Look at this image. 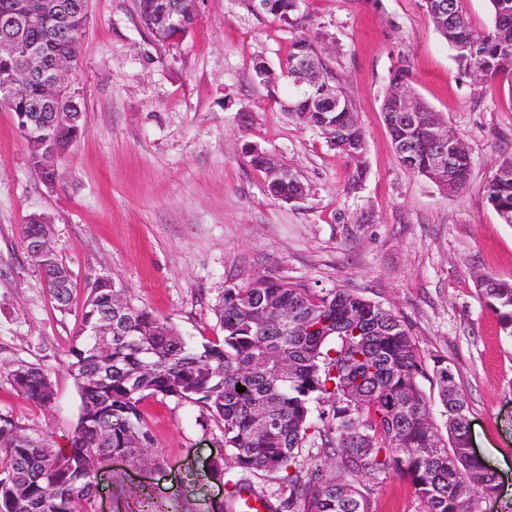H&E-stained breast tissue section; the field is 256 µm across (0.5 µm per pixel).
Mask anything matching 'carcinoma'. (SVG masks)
Returning <instances> with one entry per match:
<instances>
[{"instance_id": "carcinoma-1", "label": "carcinoma", "mask_w": 512, "mask_h": 512, "mask_svg": "<svg viewBox=\"0 0 512 512\" xmlns=\"http://www.w3.org/2000/svg\"><path fill=\"white\" fill-rule=\"evenodd\" d=\"M299 0H275L269 16L293 23ZM440 36L461 70L498 81L512 92V0H489L492 25L478 34L450 0L451 21L435 20L442 0H424ZM166 0H139L143 27L162 42L179 44L195 18L158 34ZM83 12L70 33L57 37V20L42 17L27 38L37 41L51 61L73 52L85 29ZM318 54L308 37L297 38L282 65L292 77L291 59ZM319 90L305 88L297 98V118L324 129L333 126L336 147L350 157L363 150L364 138L353 119V105L341 97L334 112L310 104ZM43 96L33 80L5 102L17 119L34 169L48 181L49 151L62 158L77 141V127L50 119L35 132L27 105ZM429 116L407 129L405 114L389 110L384 121L395 148L407 147L408 168L432 179L435 148L428 137ZM470 156L457 155L452 177L439 186L457 193L467 182ZM499 216L512 218V156L498 160L485 186ZM59 309L69 305L71 288L58 287L54 275L65 270L55 251L39 264ZM481 298L512 337V283L490 275L479 280ZM113 288L96 279L85 298L80 326L69 353L81 398V413L71 448H52L50 440L0 415V512H91L99 472L112 454L142 464L157 462L153 436L141 412L148 396L161 395L199 404L223 431L224 441L212 475L224 479L225 503L218 512H234L246 485L231 470L281 475L279 488L265 495L270 512H373L360 478L395 473L407 479L425 512H475V498L494 488L492 475L469 458L461 418L467 403L458 386H448L438 361L427 367L405 322L393 312L348 290L317 294L270 273L224 288L215 315L223 331L218 341L194 343L168 319L126 300L112 305ZM112 326L110 355L96 337L84 335L87 323ZM432 375L448 419L447 435L425 424L428 399L419 379ZM27 400L45 406L54 400L49 372L20 365L7 373ZM245 391H236V385ZM321 439L324 460L312 468L299 463L305 443Z\"/></svg>"}]
</instances>
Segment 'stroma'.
<instances>
[{
  "instance_id": "obj_1",
  "label": "stroma",
  "mask_w": 512,
  "mask_h": 512,
  "mask_svg": "<svg viewBox=\"0 0 512 512\" xmlns=\"http://www.w3.org/2000/svg\"><path fill=\"white\" fill-rule=\"evenodd\" d=\"M88 23L70 84L83 131L52 185L34 170L13 112L0 106V414L69 449L81 401L68 364L90 282L108 277L136 304L201 342L222 331L226 285L276 273L316 292L343 288L403 319L425 362L445 360L468 403L475 448L501 482L478 512H512V338L479 294L484 274L512 282V224L484 187L512 153V94L465 75L423 0H301L300 25L248 0H202L187 38L169 46L140 23L137 0H87ZM325 48L364 135L352 161L288 107L279 64L297 37ZM263 63L277 92L259 83ZM463 138L465 188L447 194L404 166L382 114L392 72ZM258 149L298 174L302 200L272 197L252 167ZM41 214L73 281L60 313L20 228ZM50 372L38 406L11 386L14 367ZM156 469L131 459L105 469L95 512H134L151 490L159 512H210L224 487L205 474L222 440L201 406L145 398ZM376 512H424L408 480L368 475Z\"/></svg>"
}]
</instances>
